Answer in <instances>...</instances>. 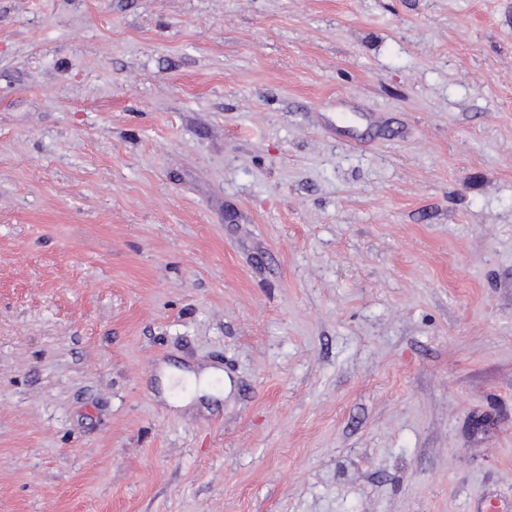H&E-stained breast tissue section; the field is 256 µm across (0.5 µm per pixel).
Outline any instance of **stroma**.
<instances>
[{
	"label": "stroma",
	"mask_w": 512,
	"mask_h": 512,
	"mask_svg": "<svg viewBox=\"0 0 512 512\" xmlns=\"http://www.w3.org/2000/svg\"><path fill=\"white\" fill-rule=\"evenodd\" d=\"M0 512H512V0H0Z\"/></svg>",
	"instance_id": "stroma-1"
}]
</instances>
